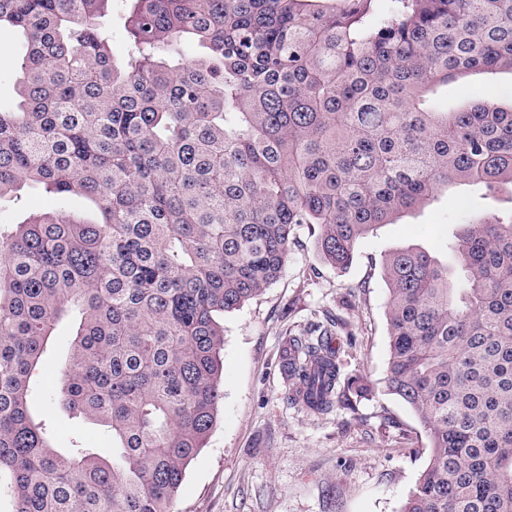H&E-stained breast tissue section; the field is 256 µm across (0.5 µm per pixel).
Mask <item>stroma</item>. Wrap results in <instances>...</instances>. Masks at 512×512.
<instances>
[{
  "label": "stroma",
  "instance_id": "stroma-1",
  "mask_svg": "<svg viewBox=\"0 0 512 512\" xmlns=\"http://www.w3.org/2000/svg\"><path fill=\"white\" fill-rule=\"evenodd\" d=\"M25 55L21 36L0 30V108L13 104ZM512 205L502 193L489 204L440 196L415 214L361 238L343 271L324 263L309 225L295 239L279 280L239 310L225 314L221 401L207 444L190 462L172 512H402L429 453L419 419L382 379L389 357L382 263L392 250L418 245L445 254L446 242L476 209ZM76 198L41 188L20 202H0V221L30 213L83 212ZM335 322L345 351L343 373L373 386L354 409L312 414L288 402L278 359L286 334ZM57 377H35L31 410L49 422L57 447L82 439L112 453V436L72 417L56 399Z\"/></svg>",
  "mask_w": 512,
  "mask_h": 512
}]
</instances>
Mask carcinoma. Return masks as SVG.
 I'll use <instances>...</instances> for the list:
<instances>
[{"instance_id":"obj_1","label":"carcinoma","mask_w":512,"mask_h":512,"mask_svg":"<svg viewBox=\"0 0 512 512\" xmlns=\"http://www.w3.org/2000/svg\"><path fill=\"white\" fill-rule=\"evenodd\" d=\"M132 0L134 54L112 59V0H0L26 43L0 110V199L79 195L0 224V495L9 512H171L222 399L219 317L280 277L297 224L343 270L381 224L472 187L512 185V104L445 112L436 87L512 74V0ZM205 53L185 58L184 42ZM450 266L383 261L386 391L430 453L403 512H512V210L477 212ZM74 329L63 406L112 457L61 450L28 408L59 323ZM334 325L288 334V400L333 411L372 387L342 376Z\"/></svg>"}]
</instances>
